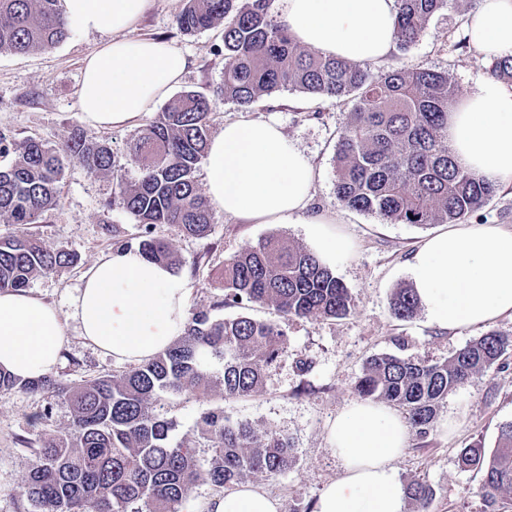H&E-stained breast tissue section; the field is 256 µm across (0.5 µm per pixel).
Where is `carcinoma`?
I'll return each instance as SVG.
<instances>
[{
    "label": "carcinoma",
    "mask_w": 512,
    "mask_h": 512,
    "mask_svg": "<svg viewBox=\"0 0 512 512\" xmlns=\"http://www.w3.org/2000/svg\"><path fill=\"white\" fill-rule=\"evenodd\" d=\"M271 0H187L178 27L195 34L224 28V79L220 94L248 105L281 88L354 104L336 144V198L347 207L389 224H456L480 209L495 185L462 169L448 143V102L457 89L445 72L397 66L376 77L367 67L325 57L298 44L269 14ZM397 48L420 41L448 0H397ZM59 0H0V51L25 54L51 49L71 36ZM492 76L512 81V56L494 61ZM211 100L184 91L168 102L129 145L138 171L118 180L109 202L139 224L138 247L150 260L177 259L157 227L170 224L205 238L217 223L210 200L199 193L195 172L208 149ZM75 154L97 177L114 169L104 141L73 135L63 146L33 138L0 136V223L14 231L0 237V290H24L39 275L77 263V255L49 249L26 226L43 222L59 204L62 158ZM224 299L219 305L268 306L283 318H332L348 313L351 295L313 252L272 235L224 260ZM402 319L419 304L410 288L394 295ZM512 340L489 332L449 360L381 354L368 360L355 391L362 399L401 407L409 426L429 433L440 403L498 361ZM288 353L286 332L273 321L247 315L219 318L191 313L181 335L151 359L122 373L79 383L52 376L20 380L0 371V389L49 392L74 413L70 431L43 440L27 481V512H180L200 481L218 489L249 474L277 476L296 461L288 436L233 420L224 407L204 412L197 424L209 455L174 436L176 424L155 402L169 397L205 398L222 386L224 398L263 390L266 370ZM464 468L483 472L487 512L512 493V422L500 426L493 450L463 448ZM408 494L416 512H431L433 490L414 482Z\"/></svg>",
    "instance_id": "carcinoma-1"
}]
</instances>
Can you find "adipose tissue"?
I'll list each match as a JSON object with an SVG mask.
<instances>
[{
	"instance_id": "obj_1",
	"label": "adipose tissue",
	"mask_w": 512,
	"mask_h": 512,
	"mask_svg": "<svg viewBox=\"0 0 512 512\" xmlns=\"http://www.w3.org/2000/svg\"><path fill=\"white\" fill-rule=\"evenodd\" d=\"M282 21L300 44L325 56L380 63L396 47V0H285ZM150 0H64L72 28L108 31L111 40L83 60L82 121L112 129L135 123L179 84L180 49L130 36ZM469 40L485 59L512 56V0H476ZM448 142L459 164L497 186H512V85L481 78L448 110ZM212 206L256 224L296 219L311 227L322 260L348 248L331 217L311 208L315 169L274 123L236 120L210 140L205 158ZM429 324L456 331L512 318V230L466 224L427 236L408 260ZM70 316L24 290H0V369L34 380L54 372L76 322L84 341L113 359L139 364L181 334L193 293L189 280L118 248L82 276ZM409 427L389 406L357 399L340 413L328 441L341 476L321 491L315 512H405L394 462ZM266 492L243 485L212 512H278Z\"/></svg>"
}]
</instances>
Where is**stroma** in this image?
Segmentation results:
<instances>
[{
    "instance_id": "obj_1",
    "label": "stroma",
    "mask_w": 512,
    "mask_h": 512,
    "mask_svg": "<svg viewBox=\"0 0 512 512\" xmlns=\"http://www.w3.org/2000/svg\"><path fill=\"white\" fill-rule=\"evenodd\" d=\"M184 6L185 0H150L131 36L160 39L188 55L190 66L179 88L201 92L213 100L211 134H219L228 121H271L311 161L316 172L313 203L319 212L335 217V232L350 242L349 251L329 267L349 288L352 306L346 316L336 319H289L288 353L269 370L265 387L256 396L228 400L217 386L204 399H164L161 412L177 422V438L193 444L199 441L198 418L214 406L223 407L231 418L288 435L297 451L292 468L277 477L250 475L246 481L277 499L279 512H305L321 489L341 475L328 432L336 417L355 400V386L365 362L387 353L440 363L482 332H448L428 325L421 312L408 320L394 315L390 307L393 294L412 285L408 260L437 227L385 224L337 200L334 156L352 107L350 100L330 103L289 89L247 106L224 100L219 93L224 76L223 30L214 27L192 35L181 33L175 19ZM472 8L471 0H450L447 11L429 23L416 45L393 53L391 64L445 70L459 91L471 90L492 69L491 60L482 59L464 40L465 21ZM109 38L106 32L76 31L48 51L0 52V134L18 140L32 137L56 146L80 131L88 138L110 142L115 156L114 173L96 178L88 176L78 158H65L60 204L48 212L44 223L31 227L47 245L68 248L78 256L74 267L41 275L29 287L30 293L64 313L70 310L83 272L114 249L116 241L134 242L139 232L135 218L110 203L117 178L131 181L137 176L126 152L136 127L95 129L80 119L83 59ZM157 232L180 261L178 275L191 282L190 309L194 312L215 309V302L222 300L218 269L225 258L243 248L271 235L308 249L313 246L308 225L295 220L246 224L226 217L203 239L183 235L167 224L158 226ZM302 359L309 363L308 371L299 370ZM123 369L111 356L85 345L77 326H70L57 374L77 382ZM47 407L52 414L41 419ZM509 421L512 350L449 393L427 436L410 434L403 456L394 463L400 482H426L435 492L432 512H485L483 474L461 468L459 453L473 446L494 448L500 425ZM71 426L72 412L63 399L0 390V512H23L36 448L48 436Z\"/></svg>"
}]
</instances>
